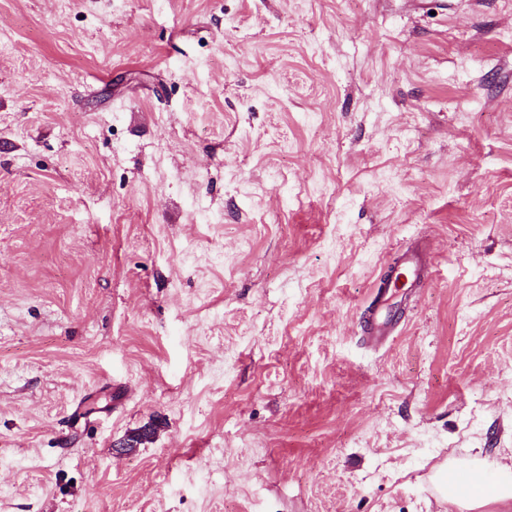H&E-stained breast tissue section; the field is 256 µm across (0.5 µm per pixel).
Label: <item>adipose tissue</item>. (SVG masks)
Instances as JSON below:
<instances>
[{"mask_svg":"<svg viewBox=\"0 0 512 512\" xmlns=\"http://www.w3.org/2000/svg\"><path fill=\"white\" fill-rule=\"evenodd\" d=\"M453 468L455 467L448 464L442 466L437 472L438 477L443 480L440 492L449 502L466 505L476 510L492 502L512 501L511 471H504L497 481L490 483L483 477L484 464L481 460L474 459L460 463L457 468L463 470L464 476L454 481L448 478Z\"/></svg>","mask_w":512,"mask_h":512,"instance_id":"ef3b65f1","label":"adipose tissue"}]
</instances>
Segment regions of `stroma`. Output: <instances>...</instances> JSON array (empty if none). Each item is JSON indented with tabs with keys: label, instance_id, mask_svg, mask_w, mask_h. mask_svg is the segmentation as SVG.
I'll return each mask as SVG.
<instances>
[{
	"label": "stroma",
	"instance_id": "35a3bbf8",
	"mask_svg": "<svg viewBox=\"0 0 512 512\" xmlns=\"http://www.w3.org/2000/svg\"><path fill=\"white\" fill-rule=\"evenodd\" d=\"M471 457L512 468V0H0V512H462ZM400 266L406 271L408 285H419L425 276V261L423 254L418 250L405 251L400 257ZM388 288L389 284L381 280L375 285L374 298L364 317L361 338L371 347L383 346L395 334L403 318L402 309L395 312L384 310L389 299L396 294Z\"/></svg>",
	"mask_w": 512,
	"mask_h": 512
}]
</instances>
